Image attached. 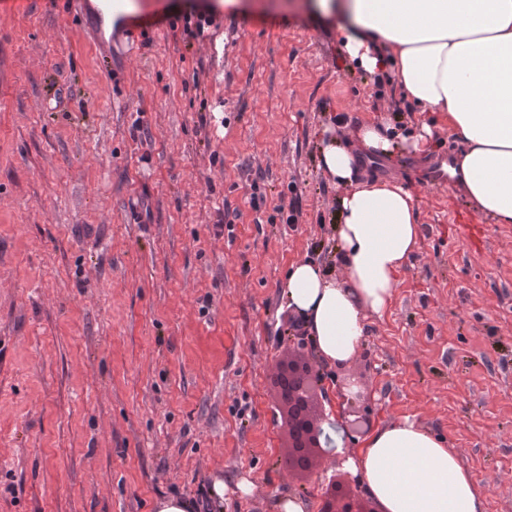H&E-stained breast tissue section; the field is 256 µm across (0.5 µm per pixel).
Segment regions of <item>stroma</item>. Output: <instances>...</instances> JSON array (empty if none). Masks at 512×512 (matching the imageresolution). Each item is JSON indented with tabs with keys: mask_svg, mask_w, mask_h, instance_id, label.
<instances>
[{
	"mask_svg": "<svg viewBox=\"0 0 512 512\" xmlns=\"http://www.w3.org/2000/svg\"><path fill=\"white\" fill-rule=\"evenodd\" d=\"M132 3L141 34L108 71L62 0H0V512H153L216 475L224 512H317L266 386L298 346L288 269L343 272L323 132L431 115L301 0ZM193 7L213 17L201 40ZM385 177L416 199L419 249L360 351L319 367L325 466L411 417L484 512H512V224Z\"/></svg>",
	"mask_w": 512,
	"mask_h": 512,
	"instance_id": "1",
	"label": "stroma"
}]
</instances>
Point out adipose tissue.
Returning <instances> with one entry per match:
<instances>
[{
	"mask_svg": "<svg viewBox=\"0 0 512 512\" xmlns=\"http://www.w3.org/2000/svg\"><path fill=\"white\" fill-rule=\"evenodd\" d=\"M335 19L345 57L372 74L395 72L406 98L436 113L401 141L368 123L332 129L320 167L342 190L336 241L344 272L293 265L285 294L329 363L361 347L367 319L391 305L397 274L420 243L413 195L391 180L364 176L360 154L395 147L422 155L433 127L452 130L465 148L450 169L474 208L512 223V0H312ZM350 464L383 512H484L485 491L442 440L414 420L373 431Z\"/></svg>",
	"mask_w": 512,
	"mask_h": 512,
	"instance_id": "ef3b65f1",
	"label": "adipose tissue"
}]
</instances>
